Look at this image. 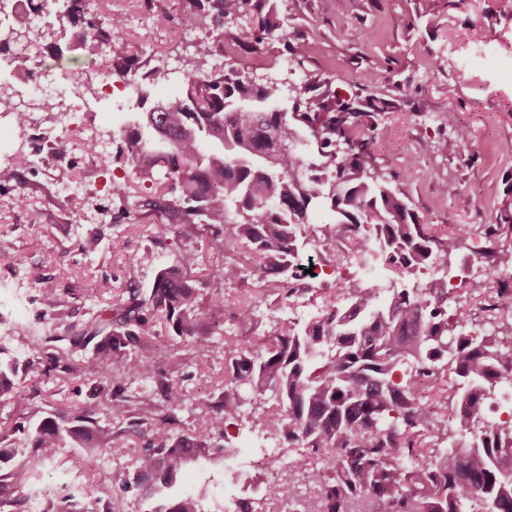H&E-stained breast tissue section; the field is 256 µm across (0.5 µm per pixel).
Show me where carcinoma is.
I'll return each mask as SVG.
<instances>
[{"instance_id": "obj_1", "label": "carcinoma", "mask_w": 512, "mask_h": 512, "mask_svg": "<svg viewBox=\"0 0 512 512\" xmlns=\"http://www.w3.org/2000/svg\"><path fill=\"white\" fill-rule=\"evenodd\" d=\"M35 8L85 31L80 49L92 69L72 68L61 51L50 55L63 80L78 73L106 81L117 72L146 107L138 126L119 135L115 155L104 158L106 166L131 167L143 186L135 191L114 182L112 194L149 220L158 237H207L216 254L209 279L245 293L223 306L254 309L264 293L277 292L290 305L315 307L314 315L276 322L241 346L218 321L209 334H196L198 293L173 272L146 298H109L67 336L31 337L30 372L93 381L115 418L129 413L133 398L112 386L115 375L158 378L167 387L168 413L151 423L134 471L112 470V497L153 495L157 484H171L186 459L185 443L199 452L216 434L229 439L228 428L254 416L247 406L259 404L267 410L255 416L258 433L302 450L306 460L285 463L273 481L265 474L272 459L251 475L273 510L296 501L297 512H512V414L482 426L484 401L512 382V334L499 331L500 321L512 318V278H503L512 268V202L497 223L483 225L482 277L468 282L469 302L450 315L456 292L450 271L427 282L417 275L457 251L471 227L448 234L423 223L407 194L376 168L368 133L390 109L388 100L343 98L330 79L310 71L292 110L278 112V83H257L234 65L206 69L212 50L206 41L185 60L182 90L154 99L151 89L170 82L168 66L142 71L146 44L107 52L112 28L124 22L112 0H71L64 12L56 0H44ZM246 13L256 42L288 41L275 0H183L179 21L191 32L213 34L222 48L224 22ZM49 36L47 26H24L0 42V51ZM468 140L457 126L439 151L456 152ZM8 184L12 207L29 206L9 164L0 167V187ZM321 206L330 219L311 223ZM313 247L322 248L320 266L358 270L339 275L332 297L322 295L319 274L302 263ZM162 321L198 353L224 336L223 391L188 436L173 431V411L184 400L162 357L147 350ZM18 369L0 361V399H23L14 382ZM450 421L457 429L448 430ZM73 423L97 429L90 408L40 417L33 463L13 469L8 484L0 480V512L27 501L33 477L56 463ZM298 474L314 486L304 500L296 499ZM197 501L185 493L152 512H199Z\"/></svg>"}]
</instances>
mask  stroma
<instances>
[{
  "instance_id": "obj_1",
  "label": "stroma",
  "mask_w": 512,
  "mask_h": 512,
  "mask_svg": "<svg viewBox=\"0 0 512 512\" xmlns=\"http://www.w3.org/2000/svg\"><path fill=\"white\" fill-rule=\"evenodd\" d=\"M178 4L153 0L151 6L134 7L129 0H112L113 10L127 16L118 45L145 41L159 56L176 62L193 54V38L179 34ZM279 5L288 35L284 43L267 40L248 47L247 20L225 22V39L245 43L239 66L261 82L281 81L287 69L300 76L320 71L341 95L358 92L392 101L372 134V151L393 186L408 194L425 223L445 231L494 223L503 201L512 202V0H435L430 7L424 0H347L342 8L336 0H279ZM297 45L304 48L299 57L293 53ZM84 99L89 118L108 136L138 116L131 92L108 99L93 89ZM458 125L469 129V141L458 152L440 153L439 142ZM33 141L32 131L17 129L0 147V162L17 167L31 196L29 209L17 210L9 191L0 192V357L24 362L31 334L55 327L48 315L51 306L66 308L70 323L79 326L114 293L146 295L158 274L172 268L196 287L211 320L222 321L232 334L251 338L266 332L274 320L292 316L287 301L273 296L247 317L223 308L221 298L239 291L207 280L211 252L204 240L154 237L148 224L128 217L126 203L112 196V180L127 179L129 169H106L97 155L71 150L34 168L24 162ZM70 165L84 177L94 209L80 210L58 191L57 170ZM120 234L127 244L116 251L111 243ZM93 237L103 247L90 254L85 244ZM34 272L49 279L53 294L42 296L30 279ZM149 342L163 350L166 370L185 375L177 385L185 399L177 413L178 432L189 434L195 414L223 390L224 339L216 337L202 354L166 329ZM18 379L26 399L0 402V417L91 406L113 443L125 449L120 456L98 455L92 491L100 512H145L139 497L113 501L107 478L112 469L134 466L141 437L150 429L139 420L142 404L164 406L153 385L122 378L121 386L135 400L131 413L115 419L105 405L89 400L87 382H49L23 371ZM223 443V437L214 436L209 452L186 465L178 485L211 512H224ZM93 453L98 454L95 445L69 443L61 448L58 464L42 469V512H53L61 486L84 487L83 462Z\"/></svg>"
}]
</instances>
